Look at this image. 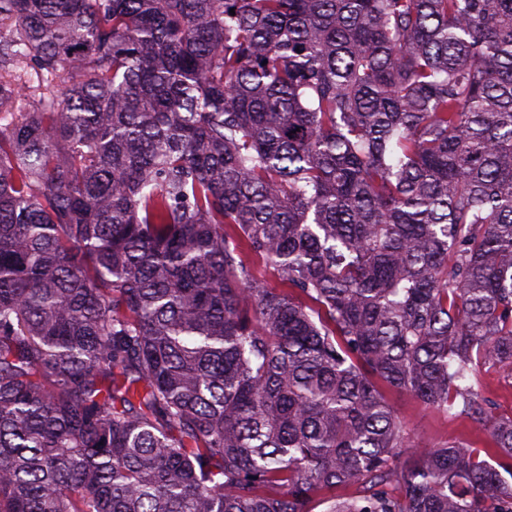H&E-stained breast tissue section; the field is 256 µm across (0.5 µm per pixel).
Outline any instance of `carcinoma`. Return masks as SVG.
<instances>
[{
	"instance_id": "obj_1",
	"label": "carcinoma",
	"mask_w": 512,
	"mask_h": 512,
	"mask_svg": "<svg viewBox=\"0 0 512 512\" xmlns=\"http://www.w3.org/2000/svg\"><path fill=\"white\" fill-rule=\"evenodd\" d=\"M486 366L512 0H0V512H512ZM388 399L403 420L416 448H433L459 438L475 439L467 427L469 422L464 418H449L425 407L406 393L392 391L388 393Z\"/></svg>"
}]
</instances>
